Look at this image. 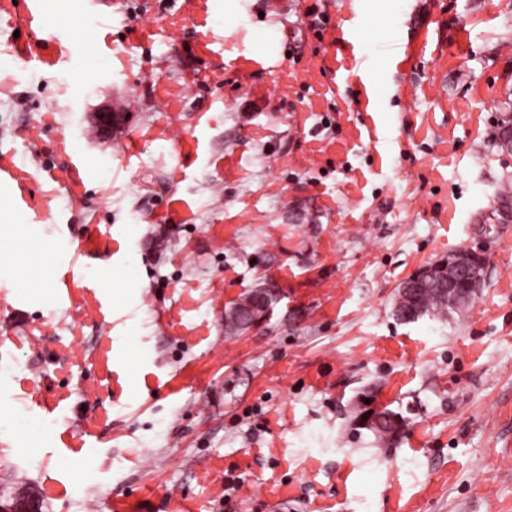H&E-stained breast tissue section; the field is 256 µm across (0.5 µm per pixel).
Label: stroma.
I'll list each match as a JSON object with an SVG mask.
<instances>
[{
	"mask_svg": "<svg viewBox=\"0 0 512 512\" xmlns=\"http://www.w3.org/2000/svg\"><path fill=\"white\" fill-rule=\"evenodd\" d=\"M30 4L0 0V209L43 240L0 270V504L512 512V0ZM461 247L478 296L397 320ZM446 265L461 275L459 285L463 284L470 293L476 292L482 280H485L486 263L482 256L469 249H459L449 253L448 260L444 258L421 268L415 276V282L417 284L425 282L434 276L438 268Z\"/></svg>",
	"mask_w": 512,
	"mask_h": 512,
	"instance_id": "1",
	"label": "stroma"
}]
</instances>
